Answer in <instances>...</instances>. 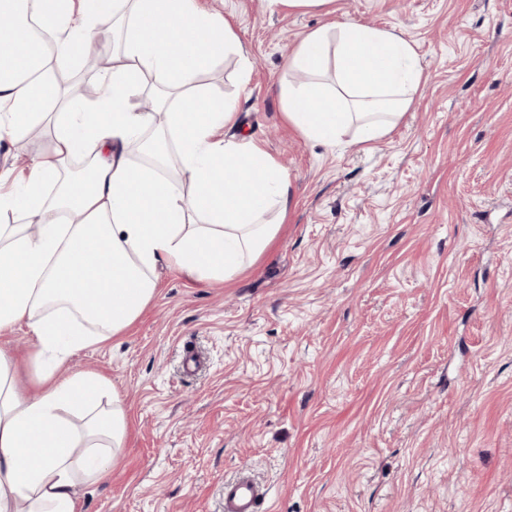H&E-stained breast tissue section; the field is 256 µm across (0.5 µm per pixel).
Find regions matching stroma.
<instances>
[{"label":"stroma","mask_w":512,"mask_h":512,"mask_svg":"<svg viewBox=\"0 0 512 512\" xmlns=\"http://www.w3.org/2000/svg\"><path fill=\"white\" fill-rule=\"evenodd\" d=\"M250 52L202 74L232 133L287 171L292 204L232 281L159 262L153 300L58 374L111 381L129 421L81 512H224L251 468L274 512H512V0H200ZM394 27L426 82L362 150L305 141L282 114L289 53L328 22ZM45 127L0 141L27 168ZM201 363L187 372L184 359Z\"/></svg>","instance_id":"1"}]
</instances>
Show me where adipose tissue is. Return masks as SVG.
<instances>
[{"instance_id": "obj_1", "label": "adipose tissue", "mask_w": 512, "mask_h": 512, "mask_svg": "<svg viewBox=\"0 0 512 512\" xmlns=\"http://www.w3.org/2000/svg\"><path fill=\"white\" fill-rule=\"evenodd\" d=\"M55 39L46 55L28 21ZM123 31L124 49L95 107L64 98L52 70L80 59L91 32ZM247 85L250 53L220 13L196 0H0V137L51 120L26 171L0 167V334L26 326V359L0 345V512H80L78 487L119 459L128 428L109 380L59 377L47 355L68 358L124 333L152 301L159 260L188 279L224 283L276 239L291 204L288 175L235 127V101L208 94L200 74L228 54ZM305 73L282 88L284 117L309 142L344 135L368 145L388 135L426 76L396 29L334 23L309 31L288 58ZM153 95V111L135 96ZM167 143L150 163L132 144L155 124ZM86 160L88 176L73 174ZM30 390L17 385L19 368ZM82 408L76 431L64 417Z\"/></svg>"}]
</instances>
